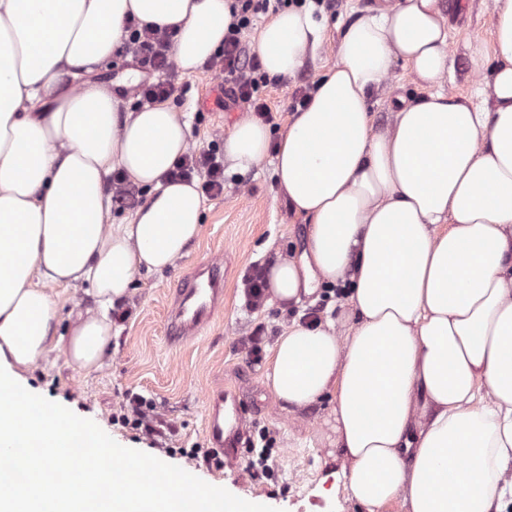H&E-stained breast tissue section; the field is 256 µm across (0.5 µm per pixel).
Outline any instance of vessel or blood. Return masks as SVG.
Returning <instances> with one entry per match:
<instances>
[{
    "mask_svg": "<svg viewBox=\"0 0 512 512\" xmlns=\"http://www.w3.org/2000/svg\"><path fill=\"white\" fill-rule=\"evenodd\" d=\"M224 295L222 258L200 262L193 273L184 278L174 305L168 310L164 337L176 346L197 338L207 328L216 305ZM206 436L213 452L223 454L226 465H234L244 445L248 421L238 396L227 393L207 395Z\"/></svg>",
    "mask_w": 512,
    "mask_h": 512,
    "instance_id": "obj_1",
    "label": "vessel or blood"
}]
</instances>
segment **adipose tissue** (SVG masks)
I'll return each mask as SVG.
<instances>
[{
  "mask_svg": "<svg viewBox=\"0 0 512 512\" xmlns=\"http://www.w3.org/2000/svg\"><path fill=\"white\" fill-rule=\"evenodd\" d=\"M230 0H0V446L27 463L0 479V512H263L262 502L190 489L184 477L111 445L72 412L35 397L23 376L50 352L99 369L114 304L140 271L186 256L201 233L196 184L166 181L192 139L165 103L120 113L89 82L126 39L128 19L175 28L170 55L194 74L220 48ZM493 46L469 45L488 77L470 96L441 91L448 18L441 0H375L346 24L336 65L278 146L259 120L224 138L230 171L273 155L291 210L310 225L300 259L269 268V300L346 287L343 324L292 321L266 374L296 408L332 398L346 488L366 512H507L512 506V0H491ZM313 5L277 11L259 32L272 76L293 77L322 49ZM430 93L397 96L376 128L373 97L397 63ZM121 169L146 199L110 223L107 180ZM56 286L95 306L59 333ZM128 473L121 492L83 501L61 477L60 448Z\"/></svg>",
  "mask_w": 512,
  "mask_h": 512,
  "instance_id": "adipose-tissue-1",
  "label": "adipose tissue"
}]
</instances>
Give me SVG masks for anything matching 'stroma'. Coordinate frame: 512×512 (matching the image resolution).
<instances>
[{
  "mask_svg": "<svg viewBox=\"0 0 512 512\" xmlns=\"http://www.w3.org/2000/svg\"><path fill=\"white\" fill-rule=\"evenodd\" d=\"M373 2L334 0L326 10L331 26L318 58L307 62L294 77L271 78L260 90V98L272 111V140H279L288 128L293 96L312 92L320 75L335 66L340 24L348 21L352 9ZM444 4L451 51V80L446 89L468 96L480 74L467 46L491 42L490 0H444ZM216 81V74L204 67L190 76L176 75V89L168 99L170 106L186 114L193 142L201 147L247 117L237 105L217 107L212 91ZM394 94L418 100L428 91L415 82L408 66L397 65L387 90L372 100L376 127L389 121ZM307 230L278 191L272 158L248 172L227 173L223 197L203 202L201 233L188 255L164 271L136 275L130 296L119 305L129 317L117 323L102 368L77 372L53 353L27 372L29 384L42 399L71 410L106 439L145 459L159 460L197 488L261 499L267 512H364L345 494L342 461L331 454L334 434L328 424L329 401L323 399L303 409L284 406L265 379L277 337L304 309H316L319 317L339 322L345 308L334 298L321 303L316 292L285 308L265 304L252 311L244 305V280L254 266L269 265L278 251L300 258ZM211 256L224 259V300L214 322L204 335L185 345H168L163 321L176 290L198 262ZM258 323L265 327L266 340L257 362L244 338ZM223 389L239 395L251 439L269 433L273 441L271 477L255 478L240 468L217 469L209 463L205 397ZM131 392L150 402L151 417L173 426L171 435L153 445L133 426L114 423Z\"/></svg>",
  "mask_w": 512,
  "mask_h": 512,
  "instance_id": "1",
  "label": "stroma"
}]
</instances>
